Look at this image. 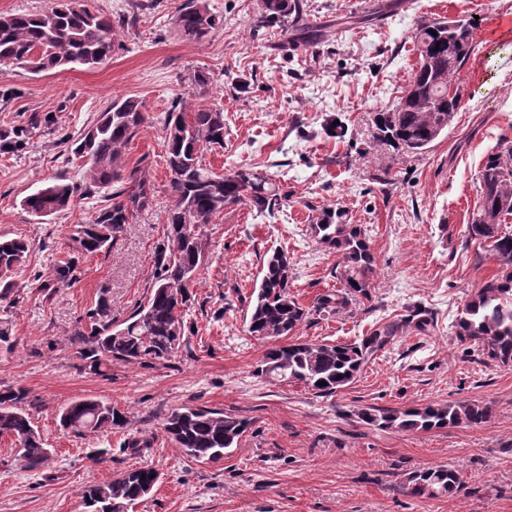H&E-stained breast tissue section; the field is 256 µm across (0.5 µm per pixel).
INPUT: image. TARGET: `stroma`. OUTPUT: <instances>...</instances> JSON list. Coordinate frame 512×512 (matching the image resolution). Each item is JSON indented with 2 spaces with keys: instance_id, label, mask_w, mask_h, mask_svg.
Segmentation results:
<instances>
[{
  "instance_id": "35a3bbf8",
  "label": "stroma",
  "mask_w": 512,
  "mask_h": 512,
  "mask_svg": "<svg viewBox=\"0 0 512 512\" xmlns=\"http://www.w3.org/2000/svg\"><path fill=\"white\" fill-rule=\"evenodd\" d=\"M182 2L162 0L136 14L131 0H89L130 18L105 64L41 73L0 66V131L53 119L34 128L21 150L0 148V236L28 244L13 293L0 302L15 340L0 349V390L21 387L39 400L32 424L51 450L49 463L30 471L14 438L0 437V512H87L86 487L144 466L161 479L128 512H512V366L454 335L471 292L499 271L466 227L487 154L512 141V37L493 35L501 19H512V0H386L381 13L379 0H302L290 41L278 27H258L262 0H203L220 24L204 40L186 39L175 25ZM461 15L475 20L474 51L455 78L461 108L448 130L422 154L380 141L376 117L394 107L417 66L416 29ZM199 71L211 81L203 97L193 83ZM118 98L138 100L148 116L124 159L145 165L154 204L108 251L78 256L71 236L103 205L104 190L43 219L22 201L55 181L81 182L82 162L65 141ZM176 100L224 112V144L205 148L204 164L219 174L268 173L287 199L271 214L234 206L203 227L208 253L186 315L195 332L171 360L96 373L72 339L99 294L118 322L148 294L173 201L163 117ZM332 118L341 135L329 133ZM337 209L364 232L376 268L369 297L320 314L314 299L339 283L336 255L312 226ZM276 250L292 261L291 295L310 310L296 339L353 343L379 326L401 325L333 396L255 373L268 344L248 334L246 316ZM73 256L77 280L44 290L41 275ZM417 307L431 316L427 330L404 323ZM84 398L110 403L124 425L85 436L61 429L58 408ZM473 400L493 408L480 427L381 431L355 416L366 406ZM184 406L221 409L251 428L223 460L197 462L162 429ZM133 441L138 450H129ZM428 467L458 470L463 486L437 498L406 494L408 477Z\"/></svg>"
}]
</instances>
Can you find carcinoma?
I'll return each mask as SVG.
<instances>
[{
  "instance_id": "carcinoma-1",
  "label": "carcinoma",
  "mask_w": 512,
  "mask_h": 512,
  "mask_svg": "<svg viewBox=\"0 0 512 512\" xmlns=\"http://www.w3.org/2000/svg\"><path fill=\"white\" fill-rule=\"evenodd\" d=\"M300 9L299 0H263L260 23H278L288 32V17ZM123 21L93 11L81 0H57L48 11L0 15V64L18 65L34 71L51 70L77 63L94 66L112 57L115 29ZM178 31L187 39L201 41L216 28L217 19L200 0H185L175 16ZM414 41L418 65L410 84L390 112L376 120L380 136L397 149L423 153L448 129L461 97L454 78L473 52L470 21L457 19L453 26L434 20L416 29ZM147 123L141 104L131 98L115 101L96 123L74 142L71 152L83 159L84 182H54L23 200L27 211L48 217L67 209L74 198L91 187H119L88 224L73 234L75 249L93 254L110 247L123 225L134 215L150 209L154 186L141 166L125 170L124 149ZM165 155L169 188L173 198L167 214V244L156 256L154 282L148 296L125 320L115 323L105 296L83 317L85 325L73 338L78 354L98 370L103 364L148 367L167 361L193 334L185 319L189 288L203 263L208 247L201 227L232 205L251 204L271 211L284 194L270 178L248 169L218 174L201 161L206 146L224 145V112L198 107L188 111L179 103L164 116ZM30 130L15 126L0 131V139L13 149L26 144ZM481 202L467 231L471 239L486 245L502 267L501 275L483 283L469 296L455 324L459 341L485 352L491 360L512 364V234L500 230L512 215V142L503 141L485 158L479 171ZM312 227L320 242L336 253V279L340 288L315 298L314 310L336 313L358 297H368L370 278L376 266L361 228L342 222ZM27 244L20 239L0 238V301L12 292L10 277L25 263ZM291 261L281 251L273 252L262 269L247 332L258 340L272 342L256 374L268 381L306 387L319 397L336 394L351 384L364 365L396 336L399 325L373 330L353 344L277 340L292 335L308 310L290 294ZM77 279V264L69 258L58 262L42 287L49 290ZM325 385H320V382ZM35 408L23 388L0 391V436L18 442L22 465L36 471L49 460L40 433L34 429L27 407ZM490 405L480 402H450L399 409L365 407L358 420L377 430L421 433L461 424L479 427L492 418ZM60 426L76 435L109 432L123 424L122 415L97 399L74 401L62 408ZM164 432L187 457L215 462L238 446L248 429L246 420L219 409L182 407L163 423ZM161 474L153 467L126 470L111 481L87 487L82 498L92 512H127L130 504L148 495ZM461 474L451 468H427L409 477L405 486L413 496L438 497L460 488Z\"/></svg>"
}]
</instances>
